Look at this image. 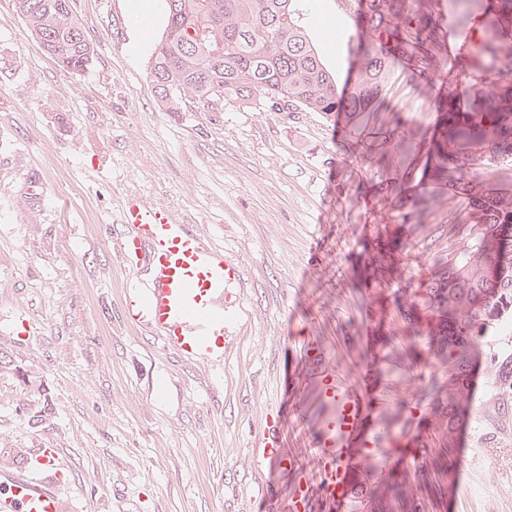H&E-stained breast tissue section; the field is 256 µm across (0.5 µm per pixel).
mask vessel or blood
<instances>
[{"label": "vessel or blood", "mask_w": 512, "mask_h": 512, "mask_svg": "<svg viewBox=\"0 0 512 512\" xmlns=\"http://www.w3.org/2000/svg\"><path fill=\"white\" fill-rule=\"evenodd\" d=\"M124 232L118 250L133 269L145 268L148 278L131 285L123 305L125 320L146 329L188 358L223 355L233 320L243 314L232 289L243 272L237 259L178 222L166 208L126 195L121 212ZM317 383L328 414L318 422L315 452L324 465L319 483L295 484L289 512H311L321 498L345 512L355 493L364 450L382 447L385 438L368 423L369 385L346 383L328 367L318 368ZM277 415L266 417L268 440L262 463L279 465L288 455L276 437ZM62 472L53 453L44 454L36 473H0V512H64L57 485Z\"/></svg>", "instance_id": "vessel-or-blood-1"}]
</instances>
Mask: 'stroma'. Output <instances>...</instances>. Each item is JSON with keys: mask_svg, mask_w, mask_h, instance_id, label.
Returning <instances> with one entry per match:
<instances>
[{"mask_svg": "<svg viewBox=\"0 0 512 512\" xmlns=\"http://www.w3.org/2000/svg\"><path fill=\"white\" fill-rule=\"evenodd\" d=\"M302 22L338 83L349 77L355 19L342 0H302ZM98 54L61 70L0 0V471L29 472L54 449L67 512H288L297 480L320 468L316 362L353 384L377 383L374 425L405 446L382 447L374 481L407 475L425 512H512V410L497 362L512 352V314L482 343L476 392L454 439L443 437L419 386L441 381L427 335L397 308L432 321L425 287L441 258L479 231L466 199L434 188L422 219L402 222L367 189L376 171L347 129L316 112H165L147 61L164 3L134 19L129 0H76ZM387 118L431 129L427 89L400 70ZM48 187L39 199L22 187ZM170 209L239 259L248 311L223 360H190L126 322L132 271L112 244L127 194ZM459 219L449 233V218ZM399 227V276L358 280L374 243ZM281 417L291 467L256 464L265 418Z\"/></svg>", "mask_w": 512, "mask_h": 512, "instance_id": "obj_1", "label": "stroma"}]
</instances>
